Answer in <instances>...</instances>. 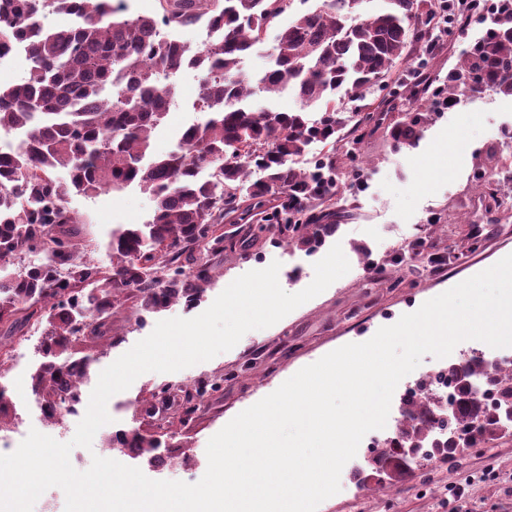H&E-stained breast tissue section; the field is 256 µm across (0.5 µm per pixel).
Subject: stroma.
Wrapping results in <instances>:
<instances>
[{
	"label": "stroma",
	"mask_w": 512,
	"mask_h": 512,
	"mask_svg": "<svg viewBox=\"0 0 512 512\" xmlns=\"http://www.w3.org/2000/svg\"><path fill=\"white\" fill-rule=\"evenodd\" d=\"M488 25L481 14L473 18L466 35H447L422 81L445 77L460 51ZM175 86L168 115L151 138L156 156L174 150L182 130L203 119L195 109L197 72L182 71ZM511 133L512 99L497 96L486 97L473 111L441 112L413 148L397 144L389 126L375 128L356 147L370 162L367 184L355 187L343 179L330 207L336 232L312 253L276 235L252 236L249 225L225 221L224 252L214 260V277L203 297L193 307L176 303L144 318L133 302H122L112 311L111 338L86 346L96 357L91 379H98L103 369L147 337L157 322L201 314L249 271L280 262L279 283L295 293L311 283L314 263L336 244L350 270L273 326L247 332L231 350L177 372L139 376L129 389L110 398L112 421L97 431L91 448L72 449L75 469L90 467L109 434L136 429L159 436L161 455L194 462L193 470H174L170 479L198 482L207 469L208 440L237 414L301 368L345 344L363 342L512 254V213L481 196L472 181L477 161L486 160ZM68 207L78 220L82 258L105 267L111 262L106 243L113 229L146 223L154 201L132 186L94 196L73 193ZM434 217L447 225V235H433ZM217 380L221 388L208 391L203 405L186 414L198 384ZM373 469L363 454H356L341 472L340 491L324 500L317 512H449L445 499L450 487L464 483L469 486L465 504L470 512H512L510 437L467 449L453 460L435 459L419 471H406L399 481L374 479Z\"/></svg>",
	"instance_id": "1"
}]
</instances>
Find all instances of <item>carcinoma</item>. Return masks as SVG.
<instances>
[{"instance_id": "carcinoma-1", "label": "carcinoma", "mask_w": 512, "mask_h": 512, "mask_svg": "<svg viewBox=\"0 0 512 512\" xmlns=\"http://www.w3.org/2000/svg\"><path fill=\"white\" fill-rule=\"evenodd\" d=\"M290 0H159L161 15L130 16L112 0H0V55L27 42L29 75L0 87V134L21 136L0 151V263L22 252L43 261L0 280V327L18 336L30 322L44 325V361L32 390L49 408L79 401L89 356L76 346L112 332V308L132 297L137 311L156 313L177 302L195 303L212 282V259L224 253V217L247 224L260 213L265 231L311 252L336 233L314 202L336 195L337 132L348 104L382 90L397 63L417 52L419 64L438 41L436 19L459 20L462 0H320L294 12L276 37L268 69L251 77L241 63L261 42L270 23L290 9ZM73 15L77 23L45 29V11ZM493 28L462 50L432 100L453 103L486 96L512 97V3L496 10ZM200 22L218 35L199 49L162 33ZM191 68L200 74L199 110L206 119L186 128L177 149L148 158L152 131L173 97L168 79ZM291 91L293 112L258 111L256 95ZM323 106L309 123L307 108ZM394 123L391 135L411 146L421 136L425 112ZM348 130L361 141L384 120L383 113L354 110ZM315 143L329 146L310 169L289 165ZM512 135L492 165H478L474 179L485 190L512 183ZM265 176L254 182L246 168ZM131 184L149 193L155 208L145 224L112 232V264L80 258L74 243L76 217L67 197L92 196ZM499 402L490 411L473 390L458 388L456 428L472 427L493 439L502 433V408L512 403V373L499 380ZM440 401L424 389L400 409L402 443L423 447L432 432L429 416ZM161 441L140 432L106 440V448H130L156 460Z\"/></svg>"}]
</instances>
